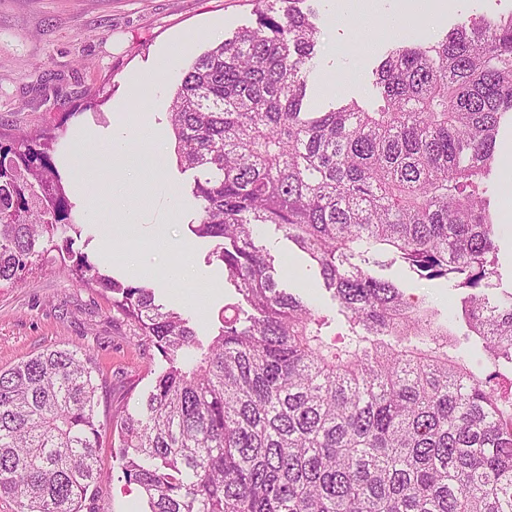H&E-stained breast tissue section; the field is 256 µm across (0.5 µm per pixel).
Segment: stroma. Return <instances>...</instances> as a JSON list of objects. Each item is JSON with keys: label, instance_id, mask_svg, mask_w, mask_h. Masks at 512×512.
<instances>
[{"label": "stroma", "instance_id": "obj_1", "mask_svg": "<svg viewBox=\"0 0 512 512\" xmlns=\"http://www.w3.org/2000/svg\"><path fill=\"white\" fill-rule=\"evenodd\" d=\"M320 30L309 64L308 103L325 112L354 98L375 104V70L393 41L431 44L455 23L493 18L512 11V0H456L438 19L373 30L370 13L389 10L388 0H347L345 18L334 17L330 0H311ZM254 0H0V134L45 127L52 115L68 113L57 130V160L73 155L91 185H98L101 133L123 112H146L169 128L171 99L194 59L255 22ZM349 68L350 84L327 86L329 77ZM89 134L75 142L73 131ZM500 163L490 181L496 214L512 211V126L498 143ZM169 193L158 194L140 220L135 244L116 242L113 256L103 253L108 226L104 216L112 199L101 195V216L75 203L81 234L73 249L88 255L101 271L133 286L152 288L157 303L191 317L199 338L208 339L221 312L237 303L224 281V268L212 259V241L190 230L200 205L191 194L193 174L181 170L174 137L161 157ZM169 241L188 247L180 276L160 282L155 271L171 256L153 241V225ZM377 276L395 281L409 295L426 298L446 310L458 305L459 292L445 280H429L402 261L384 257ZM51 346L93 353L101 370L99 414L125 408L136 411L165 362L144 344L136 327L113 310L110 294L85 286L61 272L57 263L33 268L24 281L0 287V368ZM100 457L105 479L92 506L95 512H146L139 487L127 482L104 436Z\"/></svg>", "mask_w": 512, "mask_h": 512}]
</instances>
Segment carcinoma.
I'll list each match as a JSON object with an SVG mask.
<instances>
[{"instance_id": "obj_1", "label": "carcinoma", "mask_w": 512, "mask_h": 512, "mask_svg": "<svg viewBox=\"0 0 512 512\" xmlns=\"http://www.w3.org/2000/svg\"><path fill=\"white\" fill-rule=\"evenodd\" d=\"M256 2L255 26L199 55L169 112L180 164L198 172L191 231L215 242L239 296L209 341L73 251L54 128L0 141V286L55 252L165 361L140 410L105 421L88 350L0 369V496L16 512H84L108 433L147 512H512V290L487 293L512 12L394 44L375 108L306 112L312 13ZM267 224L318 269L342 320L281 287ZM380 255L453 282L460 313L375 275ZM473 343L494 371L469 361Z\"/></svg>"}]
</instances>
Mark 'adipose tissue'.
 Wrapping results in <instances>:
<instances>
[{"label":"adipose tissue","instance_id":"ef3b65f1","mask_svg":"<svg viewBox=\"0 0 512 512\" xmlns=\"http://www.w3.org/2000/svg\"><path fill=\"white\" fill-rule=\"evenodd\" d=\"M163 136L140 113L127 116L100 159V169L107 178V192L122 199L114 237L123 238L139 223L147 202L164 192L157 161L162 155Z\"/></svg>","mask_w":512,"mask_h":512}]
</instances>
